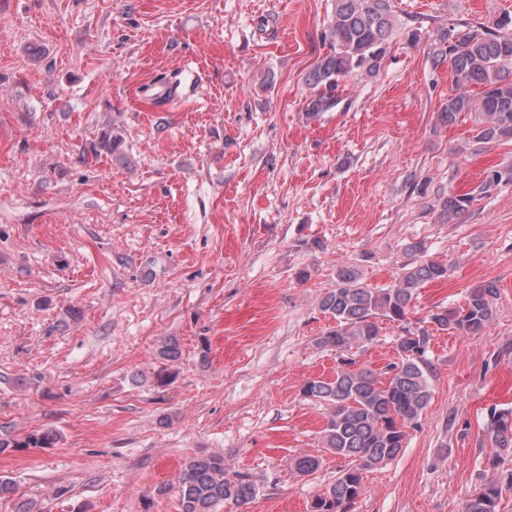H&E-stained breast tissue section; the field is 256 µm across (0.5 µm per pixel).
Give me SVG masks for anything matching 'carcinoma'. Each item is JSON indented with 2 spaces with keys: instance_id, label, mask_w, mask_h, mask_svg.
Returning a JSON list of instances; mask_svg holds the SVG:
<instances>
[{
  "instance_id": "1",
  "label": "carcinoma",
  "mask_w": 512,
  "mask_h": 512,
  "mask_svg": "<svg viewBox=\"0 0 512 512\" xmlns=\"http://www.w3.org/2000/svg\"><path fill=\"white\" fill-rule=\"evenodd\" d=\"M392 2L335 0L325 35L330 51L306 78L316 88L307 103L311 116L337 105L348 77L381 70L395 27ZM429 56L436 67L448 63L456 83V93L438 112L440 123L452 125L461 114L474 112L479 114L478 142L512 141V16L502 14L465 33L454 26L443 29L430 44ZM504 178L512 183V166L492 171L489 180L468 192L448 193L439 202L441 216L452 221ZM448 272L443 261L419 259L406 265L395 284L370 288L356 268L344 265L336 270L334 287L320 297L319 310L332 318L334 326L317 339V345L336 351L340 366L332 378L306 381L303 394L329 407L323 442L347 464L334 483L312 500L310 512H352L364 492L363 473L395 459L409 432L420 427L431 398L433 368L424 357L428 331L413 329L408 315L415 308L417 290L447 280ZM498 294L496 283L480 284L469 291L463 305L430 311L429 323L440 331L480 336L494 318ZM385 321L397 325L394 343L402 355L379 371L358 365L351 350L378 342ZM156 356L164 365L178 360V341L163 339ZM485 433L492 448L490 465L495 468L504 457H512V411L490 413ZM54 442L50 429L19 439L0 436V453L49 448ZM177 482L179 512H216L219 505L241 506L258 494L250 476L230 473L221 454L186 459ZM501 495L499 478L485 475L470 496L466 512H499Z\"/></svg>"
}]
</instances>
